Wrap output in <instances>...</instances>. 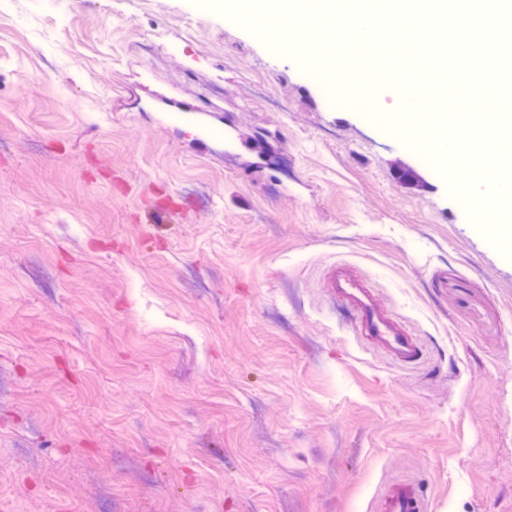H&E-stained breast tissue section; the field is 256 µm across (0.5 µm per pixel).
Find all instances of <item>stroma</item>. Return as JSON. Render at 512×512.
Wrapping results in <instances>:
<instances>
[{"mask_svg": "<svg viewBox=\"0 0 512 512\" xmlns=\"http://www.w3.org/2000/svg\"><path fill=\"white\" fill-rule=\"evenodd\" d=\"M392 92L211 0L0 6V512H512V257ZM326 288L343 301L354 319L358 336L385 350L400 363H412L422 355V348L406 326L378 303L367 280L352 266H334ZM378 512H430V498L407 483L390 486L378 499Z\"/></svg>", "mask_w": 512, "mask_h": 512, "instance_id": "obj_1", "label": "stroma"}]
</instances>
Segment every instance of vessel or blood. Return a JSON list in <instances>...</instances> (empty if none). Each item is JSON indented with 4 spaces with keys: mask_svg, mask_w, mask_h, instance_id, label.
Segmentation results:
<instances>
[{
    "mask_svg": "<svg viewBox=\"0 0 512 512\" xmlns=\"http://www.w3.org/2000/svg\"><path fill=\"white\" fill-rule=\"evenodd\" d=\"M334 296L340 298L354 319L358 336L385 350L392 359L412 363L422 348L406 326L379 304L367 280L352 266L342 264L331 269L326 281ZM377 512H430L429 497L406 483L390 486L379 498Z\"/></svg>",
    "mask_w": 512,
    "mask_h": 512,
    "instance_id": "vessel-or-blood-1",
    "label": "vessel or blood"
}]
</instances>
